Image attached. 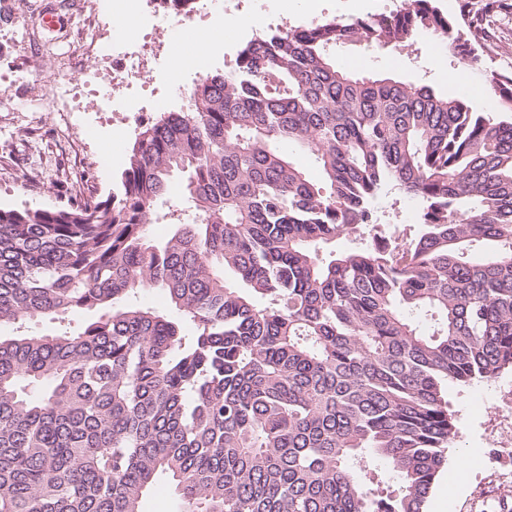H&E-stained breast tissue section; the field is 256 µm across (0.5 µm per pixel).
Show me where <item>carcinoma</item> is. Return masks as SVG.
I'll list each match as a JSON object with an SVG mask.
<instances>
[{
	"label": "carcinoma",
	"instance_id": "obj_1",
	"mask_svg": "<svg viewBox=\"0 0 512 512\" xmlns=\"http://www.w3.org/2000/svg\"><path fill=\"white\" fill-rule=\"evenodd\" d=\"M420 33L472 54L435 0L256 36L139 122L112 198L0 208V327L93 314L0 336V512H140L160 473L186 512H425L448 384L512 371V77L496 118L336 66ZM387 185L413 230L378 223ZM136 296L137 298H132L134 303L153 307L160 312L170 316H175V310L171 305L167 294L161 288H156L150 292L140 293Z\"/></svg>",
	"mask_w": 512,
	"mask_h": 512
}]
</instances>
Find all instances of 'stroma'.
<instances>
[{
  "mask_svg": "<svg viewBox=\"0 0 512 512\" xmlns=\"http://www.w3.org/2000/svg\"><path fill=\"white\" fill-rule=\"evenodd\" d=\"M264 2L270 28L357 17L351 0H314L310 10L288 16L281 13L280 0ZM148 8L155 14L151 36L163 47L160 58L145 67L135 86L116 91L104 86L99 95L78 96L76 111L61 112L49 94L52 81L79 83L90 68L112 73V61L95 59L80 45L93 24L113 39L124 38V11L115 0H0V207L60 209L80 200L108 199L128 164L139 120L181 109L183 100L170 79L182 38L174 24L176 12L164 0H150ZM254 35L251 29L218 34L198 47L204 72L231 68ZM471 47L479 64L422 33L415 49L349 46L337 51L336 62L355 73L426 84L441 95L459 94L464 83L483 96L487 112L498 114L496 100L483 95L484 74L512 73V9L495 14ZM135 91L142 94V112L104 111L106 95L123 99ZM158 100L164 109L155 108ZM505 383L512 384V371L496 381L449 385L457 437L427 512H512V458L500 454L502 446L512 444V410L503 408L500 398Z\"/></svg>",
  "mask_w": 512,
  "mask_h": 512,
  "instance_id": "35a3bbf8",
  "label": "stroma"
}]
</instances>
